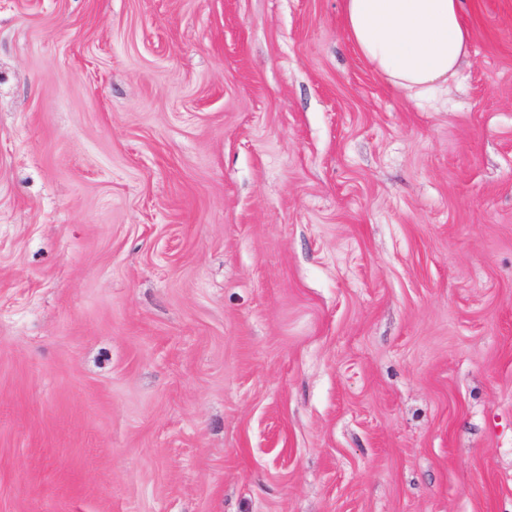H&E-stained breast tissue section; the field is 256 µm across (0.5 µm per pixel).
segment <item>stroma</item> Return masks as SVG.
Returning <instances> with one entry per match:
<instances>
[{
    "instance_id": "stroma-1",
    "label": "stroma",
    "mask_w": 512,
    "mask_h": 512,
    "mask_svg": "<svg viewBox=\"0 0 512 512\" xmlns=\"http://www.w3.org/2000/svg\"><path fill=\"white\" fill-rule=\"evenodd\" d=\"M430 103L342 0H0V512H512V0Z\"/></svg>"
}]
</instances>
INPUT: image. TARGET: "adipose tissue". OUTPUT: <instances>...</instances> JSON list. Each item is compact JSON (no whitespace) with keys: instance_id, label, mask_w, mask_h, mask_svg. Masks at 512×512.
I'll use <instances>...</instances> for the list:
<instances>
[{"instance_id":"1","label":"adipose tissue","mask_w":512,"mask_h":512,"mask_svg":"<svg viewBox=\"0 0 512 512\" xmlns=\"http://www.w3.org/2000/svg\"><path fill=\"white\" fill-rule=\"evenodd\" d=\"M343 14L361 57L420 97L443 89L470 48L461 0H343Z\"/></svg>"}]
</instances>
